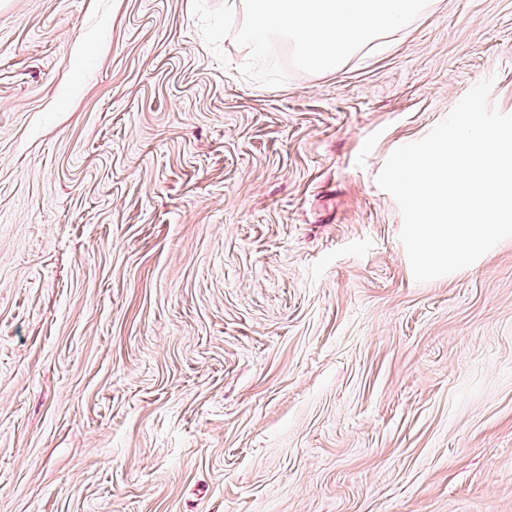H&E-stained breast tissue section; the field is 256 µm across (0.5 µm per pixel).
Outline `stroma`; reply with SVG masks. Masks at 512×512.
<instances>
[{
	"label": "stroma",
	"instance_id": "35a3bbf8",
	"mask_svg": "<svg viewBox=\"0 0 512 512\" xmlns=\"http://www.w3.org/2000/svg\"><path fill=\"white\" fill-rule=\"evenodd\" d=\"M220 64L191 0H0V512H512V238L416 282L376 183L512 0L336 71Z\"/></svg>",
	"mask_w": 512,
	"mask_h": 512
}]
</instances>
